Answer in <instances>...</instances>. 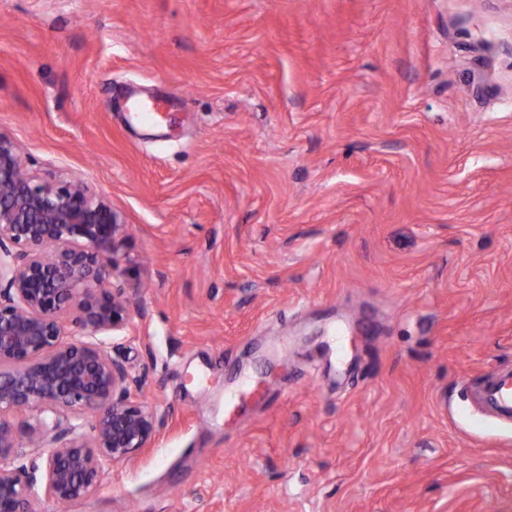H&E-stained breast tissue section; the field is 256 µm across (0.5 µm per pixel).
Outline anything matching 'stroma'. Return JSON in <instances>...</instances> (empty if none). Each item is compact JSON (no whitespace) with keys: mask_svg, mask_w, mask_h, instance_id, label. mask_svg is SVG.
<instances>
[{"mask_svg":"<svg viewBox=\"0 0 512 512\" xmlns=\"http://www.w3.org/2000/svg\"><path fill=\"white\" fill-rule=\"evenodd\" d=\"M131 93L179 105L134 131ZM0 132L129 226L157 432L67 512H512L469 413L512 369V0H0ZM267 394L264 381L252 375L239 376L232 390L224 393V418L237 415L248 404L265 398Z\"/></svg>","mask_w":512,"mask_h":512,"instance_id":"35a3bbf8","label":"stroma"}]
</instances>
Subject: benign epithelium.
Here are the masks:
<instances>
[{
    "mask_svg": "<svg viewBox=\"0 0 512 512\" xmlns=\"http://www.w3.org/2000/svg\"><path fill=\"white\" fill-rule=\"evenodd\" d=\"M124 215L82 181L31 174L19 146L0 132V512L66 508L101 486L106 467L149 447L157 413L140 380L112 357L108 339L137 308L106 286L124 273ZM94 411L90 434L47 435V416ZM36 459L18 465L23 443ZM44 485L39 496L38 483Z\"/></svg>",
    "mask_w": 512,
    "mask_h": 512,
    "instance_id": "benign-epithelium-1",
    "label": "benign epithelium"
}]
</instances>
